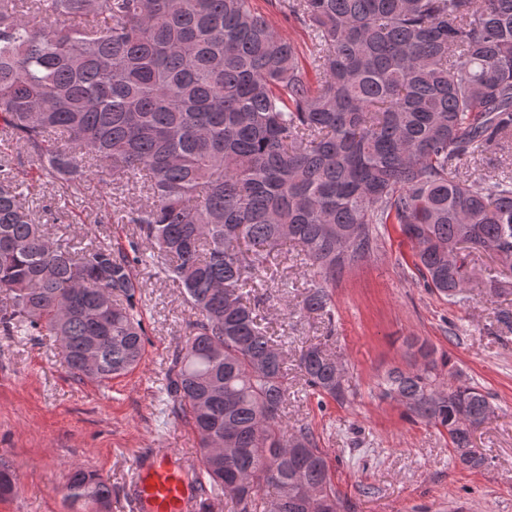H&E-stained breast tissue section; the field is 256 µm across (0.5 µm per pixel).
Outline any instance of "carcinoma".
<instances>
[{
  "label": "carcinoma",
  "instance_id": "carcinoma-1",
  "mask_svg": "<svg viewBox=\"0 0 512 512\" xmlns=\"http://www.w3.org/2000/svg\"><path fill=\"white\" fill-rule=\"evenodd\" d=\"M307 59L251 0H0V141L57 188L90 175L140 184L121 217L128 247L52 241L0 157V333L60 336L78 381L139 366L136 294L148 250L193 320L171 359L174 419L198 436L205 496L232 512H320L308 490L349 510L327 452L288 427L286 360L250 298L292 245L312 279L301 312L332 316V285L396 224L426 287L457 304L473 251L512 276V176L458 177L457 164L512 138V0H287ZM457 250L448 263V248ZM391 369L382 394L448 432L455 448L494 410L475 383L445 384L433 351ZM298 369L345 401L319 344ZM71 503L110 508L112 487L73 467Z\"/></svg>",
  "mask_w": 512,
  "mask_h": 512
}]
</instances>
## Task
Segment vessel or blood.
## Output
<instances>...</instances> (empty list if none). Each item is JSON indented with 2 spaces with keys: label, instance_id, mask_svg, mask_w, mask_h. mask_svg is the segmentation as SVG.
Instances as JSON below:
<instances>
[{
  "label": "vessel or blood",
  "instance_id": "1",
  "mask_svg": "<svg viewBox=\"0 0 512 512\" xmlns=\"http://www.w3.org/2000/svg\"><path fill=\"white\" fill-rule=\"evenodd\" d=\"M186 468V463L173 461L165 452L141 457L129 487L138 512H200L201 497L194 495L183 479Z\"/></svg>",
  "mask_w": 512,
  "mask_h": 512
}]
</instances>
